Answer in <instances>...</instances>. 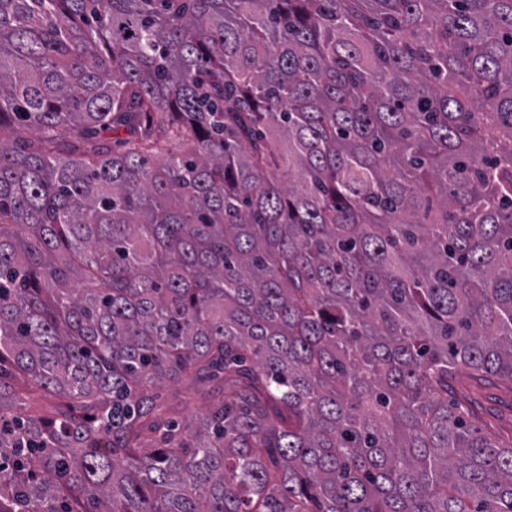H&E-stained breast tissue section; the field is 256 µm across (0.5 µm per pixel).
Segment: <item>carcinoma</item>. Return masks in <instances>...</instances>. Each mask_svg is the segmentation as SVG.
Segmentation results:
<instances>
[{
	"mask_svg": "<svg viewBox=\"0 0 512 512\" xmlns=\"http://www.w3.org/2000/svg\"><path fill=\"white\" fill-rule=\"evenodd\" d=\"M5 125L0 512H512V0H0Z\"/></svg>",
	"mask_w": 512,
	"mask_h": 512,
	"instance_id": "carcinoma-1",
	"label": "carcinoma"
}]
</instances>
